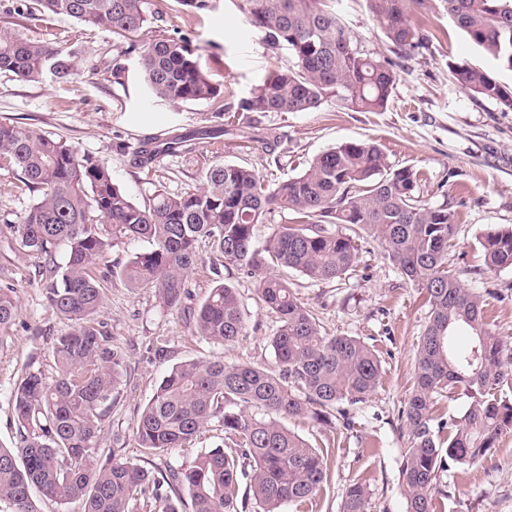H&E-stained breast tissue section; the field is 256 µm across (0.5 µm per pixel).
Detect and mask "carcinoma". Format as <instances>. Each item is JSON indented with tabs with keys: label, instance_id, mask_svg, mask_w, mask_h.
I'll return each instance as SVG.
<instances>
[{
	"label": "carcinoma",
	"instance_id": "1",
	"mask_svg": "<svg viewBox=\"0 0 512 512\" xmlns=\"http://www.w3.org/2000/svg\"><path fill=\"white\" fill-rule=\"evenodd\" d=\"M245 22L264 33L272 48L288 46L291 63L272 72L238 102L251 113L249 127L268 112H309L325 102L343 110L384 109L397 81L388 58L375 59L353 46L335 0H233ZM388 51L408 56L424 47L426 34L411 16L429 0H367ZM448 18L471 43L512 71V0H443ZM16 12L3 10L7 17ZM29 22L64 16L107 31L121 52L139 51L152 95L171 103L208 101L216 115L229 110L224 85L213 82L186 37L145 41L151 24L144 0H30L16 13ZM84 64L70 49L0 27V72L22 81L50 75L68 83ZM450 81L476 100L512 112V85L468 63L448 65ZM231 134L226 126L171 135L156 134L135 147L119 146L131 166L149 173L159 160L182 153L201 137ZM251 142L282 165L278 137ZM17 175L34 201L11 226L21 250L43 260L47 302L71 323L53 346L56 377L30 371L11 394L18 437L0 446V506L5 512H39L32 490L60 504L79 502L81 512H245L239 479L260 512H283L309 501L327 478L324 452L282 424L308 418L329 426L335 409L363 403L381 385L376 350L354 336H327L314 313L276 273L292 269L315 281L342 277L358 259L355 239L378 242L401 274L425 293L430 307L417 348L415 384L405 406L410 439L399 473L406 512H437L439 472L447 462L473 465L512 430V400L500 394L512 354L484 319L479 294L448 270L454 219L448 208L417 194L418 172L393 168L374 142L331 148L299 174L266 185L245 166L215 163L202 186L182 194L157 192L142 208L112 180L109 167L61 137L0 122V167ZM294 223L273 228L264 245L255 229L274 212ZM350 225V234L339 225ZM142 239L150 249L122 266L132 288H151L160 304L183 314L194 335L229 346L244 337L243 305L230 285L218 281L198 304L190 274L197 244H211L212 272L245 271L257 283L259 306L279 324L269 338L275 367L229 364L222 359L183 361L162 378L136 417L139 447L148 453L187 448L218 418L231 451L218 445L185 468L156 473L112 454L98 456L101 417L112 402L125 363L98 316L104 304L97 270L109 248ZM67 247L62 263L59 246ZM490 268L512 267V229L490 231L481 242ZM19 315L14 289L0 288V327ZM463 390L471 399L459 419L436 414L437 397ZM187 496H182V493ZM370 493L359 482L345 492L342 512H369Z\"/></svg>",
	"mask_w": 512,
	"mask_h": 512
}]
</instances>
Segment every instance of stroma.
<instances>
[{
	"mask_svg": "<svg viewBox=\"0 0 512 512\" xmlns=\"http://www.w3.org/2000/svg\"><path fill=\"white\" fill-rule=\"evenodd\" d=\"M161 22L146 39L185 34L197 49L214 82L223 84L225 103L235 104L272 71L287 67L286 47L269 48L262 32L248 26L231 0H210L203 11L177 10L174 0H145ZM336 10L354 45L371 57L388 50L367 0H336ZM424 29L425 49L394 60L397 82L383 111L353 112L326 102L310 112H269L265 127L274 129L288 152V163L275 166L271 155L243 139H203L188 154L164 158L150 173L131 168L119 145L166 131L181 133L216 125L206 102L172 104L152 97L143 81L138 53L123 56L121 80L110 74L81 72L60 86L51 80L24 82L0 73V121L59 135L82 152L103 160L114 183L139 206H148L156 191L176 195L198 187L206 169L217 162L252 169L265 184L300 173L317 155L351 141L381 145L393 168L410 167L421 176L418 191L426 202L446 205L456 234L448 250V267L484 300L493 330L512 345V268L487 269L482 261L484 234L512 228V112L487 100L477 101L448 79L449 62H467L497 81L512 84L482 49L471 45L448 19L442 0L413 18ZM31 37L73 49L102 68L114 54L109 32L53 16ZM32 202L15 173L0 169V287H12L19 316L0 329V445L17 437L10 394L25 371L54 377L53 342L69 325L49 307L37 273L39 260L22 251L12 232ZM358 264L339 281H314L288 271L297 297L318 318L326 335L355 336L373 345L384 369L377 391L350 410L349 419L322 426L290 419L288 429L328 448V477L302 508L284 512H342L347 486L366 484L371 512H405L399 470L408 446L403 413L413 388L416 351L428 323L429 308L418 288L404 278L371 238L359 242ZM233 286L247 311L245 336L220 346L195 336L177 312L164 309L154 290L127 287L119 278L105 283L100 314L114 345L127 361L123 381L101 421L99 455L121 457L157 471L188 466L196 454L222 444L224 430L211 422L193 445L146 454L133 431L138 411L172 365L187 360L221 358L229 363L269 368L275 357L269 338L276 315L256 303L254 278L230 271ZM440 512H512V431L470 466L448 464L438 480Z\"/></svg>",
	"mask_w": 512,
	"mask_h": 512,
	"instance_id": "35a3bbf8",
	"label": "stroma"
}]
</instances>
